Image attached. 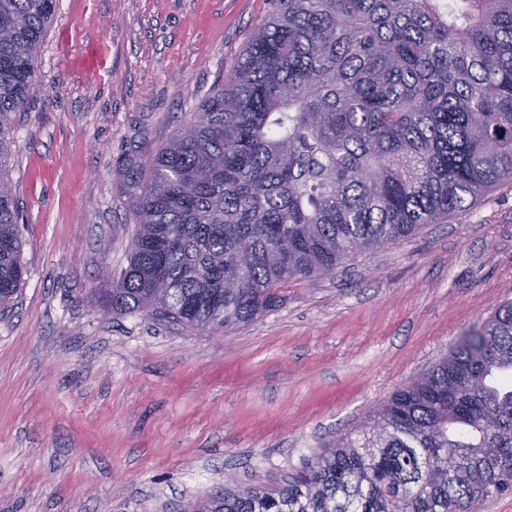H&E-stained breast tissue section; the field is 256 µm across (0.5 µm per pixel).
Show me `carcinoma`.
I'll return each mask as SVG.
<instances>
[{
	"label": "carcinoma",
	"instance_id": "carcinoma-1",
	"mask_svg": "<svg viewBox=\"0 0 512 512\" xmlns=\"http://www.w3.org/2000/svg\"><path fill=\"white\" fill-rule=\"evenodd\" d=\"M232 71L123 164L137 230L116 315L213 335L288 284L441 224L512 181V0H272ZM57 0H0V307L24 279L8 178ZM499 448L494 462L482 449ZM512 490V303L280 482L189 512H479Z\"/></svg>",
	"mask_w": 512,
	"mask_h": 512
}]
</instances>
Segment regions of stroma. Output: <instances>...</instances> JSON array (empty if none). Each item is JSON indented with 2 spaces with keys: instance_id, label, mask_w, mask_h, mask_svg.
Segmentation results:
<instances>
[{
  "instance_id": "obj_1",
  "label": "stroma",
  "mask_w": 512,
  "mask_h": 512,
  "mask_svg": "<svg viewBox=\"0 0 512 512\" xmlns=\"http://www.w3.org/2000/svg\"><path fill=\"white\" fill-rule=\"evenodd\" d=\"M270 11L58 0L12 132L26 274L0 309V512H182L281 478L512 302L507 182L220 338L99 308L136 229L118 161L149 165Z\"/></svg>"
}]
</instances>
